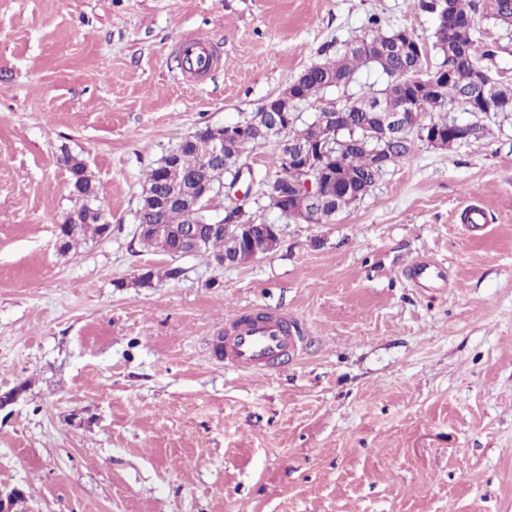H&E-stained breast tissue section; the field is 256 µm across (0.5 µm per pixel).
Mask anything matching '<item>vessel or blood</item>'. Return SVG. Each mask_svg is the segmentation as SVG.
I'll use <instances>...</instances> for the list:
<instances>
[{"instance_id":"obj_1","label":"vessel or blood","mask_w":512,"mask_h":512,"mask_svg":"<svg viewBox=\"0 0 512 512\" xmlns=\"http://www.w3.org/2000/svg\"><path fill=\"white\" fill-rule=\"evenodd\" d=\"M302 341L298 326L284 316L236 313L224 322V342L214 356L245 374L270 372L287 362Z\"/></svg>"}]
</instances>
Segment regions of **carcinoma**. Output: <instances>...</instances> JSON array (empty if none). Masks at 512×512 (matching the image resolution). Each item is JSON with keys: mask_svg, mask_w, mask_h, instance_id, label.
Segmentation results:
<instances>
[{"mask_svg": "<svg viewBox=\"0 0 512 512\" xmlns=\"http://www.w3.org/2000/svg\"><path fill=\"white\" fill-rule=\"evenodd\" d=\"M482 18L498 26L512 28V0H481ZM420 6L433 15L434 28L430 42L420 43L422 59L413 58L415 42L404 28L389 31L373 30L356 37L336 51V55L322 63L304 69L292 82L298 100L315 112H324L331 107L328 92L344 91V98L336 102V109L344 111L349 125L340 140L328 147L332 157L341 156L346 163L348 182L353 187L373 185L383 173L385 166L375 163L373 151L377 142L365 137L364 125L374 122L371 104L381 103L382 112H432L429 124L436 129L448 130V114L453 112L478 113V102L482 84L489 81L496 85L499 76L480 64V58L491 57L494 50L486 46L479 49L475 33L459 39L454 32L463 28L474 18L475 4L472 0H420ZM435 57L438 63L433 70L441 73L439 90L425 102H421L415 91L417 80L427 78L428 61ZM374 69L386 77L379 88L362 87L355 93L347 90L356 82L361 68ZM269 141H278L275 136L248 137L237 141L224 152V165L235 167L245 150L259 147ZM210 138L198 132L191 140L180 142L170 153L174 154L176 166L170 179L207 180L212 170L204 167L211 155ZM72 176L73 191L86 204L67 214L58 225L59 250L67 253L92 233L98 237L108 234L110 224L101 213L87 205L97 198L99 188L88 177L81 176V163L67 160ZM259 223L245 204L224 208V222ZM140 224H168L178 229L187 227L200 235L202 246L198 253L214 259L231 255L241 248V242L232 235H210L204 217H196L178 206L155 208L144 200L137 211Z\"/></svg>", "mask_w": 512, "mask_h": 512, "instance_id": "obj_1", "label": "carcinoma"}]
</instances>
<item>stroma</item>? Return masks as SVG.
I'll return each instance as SVG.
<instances>
[{"mask_svg":"<svg viewBox=\"0 0 512 512\" xmlns=\"http://www.w3.org/2000/svg\"><path fill=\"white\" fill-rule=\"evenodd\" d=\"M372 15L433 32L419 0H0V490L24 512H512V116L417 143L321 224L253 186L279 241L237 266L135 237L150 167ZM195 35L215 64L191 78ZM72 159L112 232L64 254ZM244 309L301 324L302 354L216 362Z\"/></svg>","mask_w":512,"mask_h":512,"instance_id":"1","label":"stroma"}]
</instances>
